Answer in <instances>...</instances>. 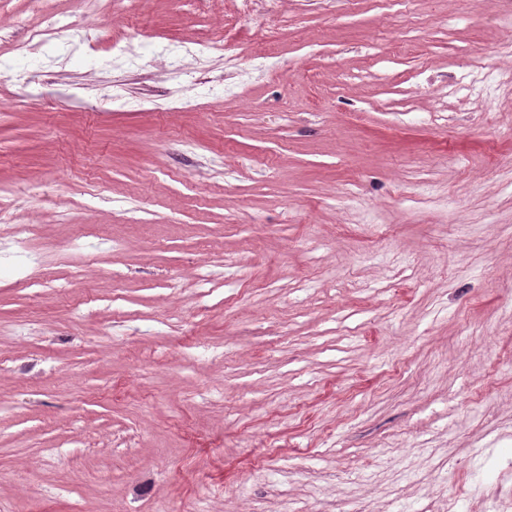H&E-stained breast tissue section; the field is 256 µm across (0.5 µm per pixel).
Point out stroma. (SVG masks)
<instances>
[{
  "label": "stroma",
  "mask_w": 512,
  "mask_h": 512,
  "mask_svg": "<svg viewBox=\"0 0 512 512\" xmlns=\"http://www.w3.org/2000/svg\"><path fill=\"white\" fill-rule=\"evenodd\" d=\"M136 7L0 0V512H512V0ZM239 18L249 17L262 11L269 15H278L282 0H235ZM38 35L45 36V39L52 38L60 32H66L72 40L79 42L88 41L90 33L75 19H62L58 14L49 13L42 17L39 24ZM0 233L10 238L15 256L29 259L36 266H41V260L38 261L30 250L32 225L20 224L13 204L2 195L0 196Z\"/></svg>",
  "instance_id": "stroma-1"
}]
</instances>
